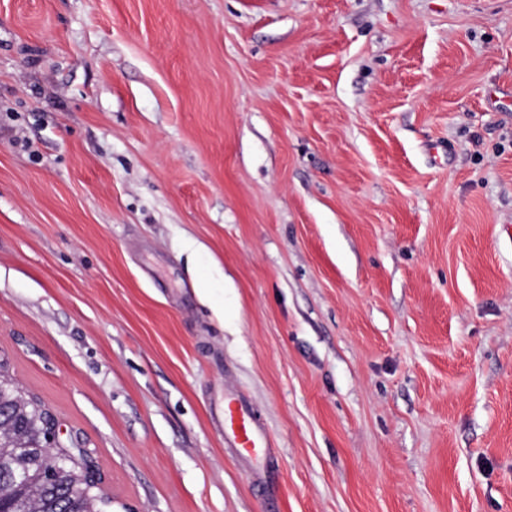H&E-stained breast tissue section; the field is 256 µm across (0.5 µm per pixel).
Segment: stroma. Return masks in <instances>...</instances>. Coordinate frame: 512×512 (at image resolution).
Returning <instances> with one entry per match:
<instances>
[{"instance_id": "35a3bbf8", "label": "stroma", "mask_w": 512, "mask_h": 512, "mask_svg": "<svg viewBox=\"0 0 512 512\" xmlns=\"http://www.w3.org/2000/svg\"><path fill=\"white\" fill-rule=\"evenodd\" d=\"M508 224L512 0H0V363L112 512H512ZM223 428L224 437L231 438L238 455L255 461L256 479L260 482L271 479L278 469V459L265 430L244 400L230 395L224 397Z\"/></svg>"}]
</instances>
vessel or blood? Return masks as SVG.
Wrapping results in <instances>:
<instances>
[{
  "label": "vessel or blood",
  "instance_id": "obj_1",
  "mask_svg": "<svg viewBox=\"0 0 512 512\" xmlns=\"http://www.w3.org/2000/svg\"><path fill=\"white\" fill-rule=\"evenodd\" d=\"M223 428L225 436L233 441L238 455L255 461L256 479L261 482L271 479L278 468V460L265 430L244 400L225 396Z\"/></svg>",
  "mask_w": 512,
  "mask_h": 512
}]
</instances>
